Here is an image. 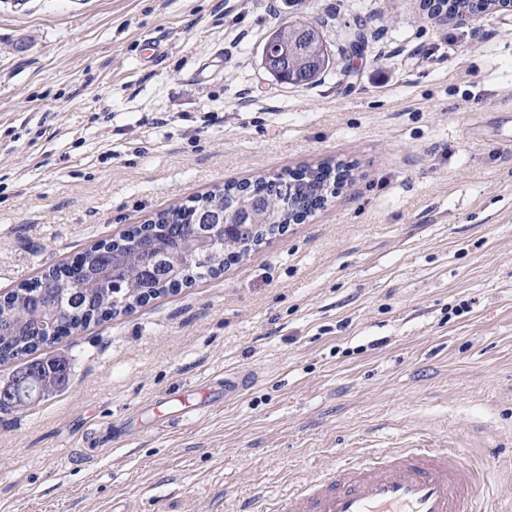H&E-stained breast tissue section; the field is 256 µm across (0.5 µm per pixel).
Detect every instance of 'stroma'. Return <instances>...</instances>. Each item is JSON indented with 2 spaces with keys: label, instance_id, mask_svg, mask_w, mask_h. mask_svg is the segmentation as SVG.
I'll use <instances>...</instances> for the list:
<instances>
[{
  "label": "stroma",
  "instance_id": "35a3bbf8",
  "mask_svg": "<svg viewBox=\"0 0 512 512\" xmlns=\"http://www.w3.org/2000/svg\"><path fill=\"white\" fill-rule=\"evenodd\" d=\"M331 63L262 66L292 16ZM364 35L353 50L349 33ZM352 179L220 275L41 349L63 390L0 412V512H235L350 456L442 445L512 512V7L0 0V295L214 186ZM194 418L168 400L224 371ZM422 9L428 17L455 18L458 15L468 13L473 7L472 0H421ZM460 25L469 26L474 22L473 14H466L455 18Z\"/></svg>",
  "mask_w": 512,
  "mask_h": 512
}]
</instances>
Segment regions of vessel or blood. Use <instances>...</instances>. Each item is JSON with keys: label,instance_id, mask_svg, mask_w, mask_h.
<instances>
[{"label": "vessel or blood", "instance_id": "1", "mask_svg": "<svg viewBox=\"0 0 512 512\" xmlns=\"http://www.w3.org/2000/svg\"><path fill=\"white\" fill-rule=\"evenodd\" d=\"M276 512H485L468 460L440 447L381 449L338 465Z\"/></svg>", "mask_w": 512, "mask_h": 512}]
</instances>
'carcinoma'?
<instances>
[{
	"mask_svg": "<svg viewBox=\"0 0 512 512\" xmlns=\"http://www.w3.org/2000/svg\"><path fill=\"white\" fill-rule=\"evenodd\" d=\"M472 0H422L429 17L455 18L468 13ZM268 44L279 55L276 78L294 84H310L329 66L330 58L318 26L297 21L282 24ZM332 180L329 166L307 170L294 181V198L324 197ZM286 174L262 176L251 184L226 185L188 203L160 213L152 238L143 228L133 227L119 238L94 245L78 260L91 271L83 279L68 278L69 267L57 265L45 270L0 299V362L25 357L44 345L91 322L128 312L138 305L142 286L158 297L224 270V239L216 236L209 249L185 262L188 245L207 232L216 214L229 212L252 202L259 208L261 222L287 224L292 208L280 201L279 187ZM40 400H45L68 383L65 362L44 357L31 364Z\"/></svg>",
	"mask_w": 512,
	"mask_h": 512,
	"instance_id": "carcinoma-1",
	"label": "carcinoma"
}]
</instances>
